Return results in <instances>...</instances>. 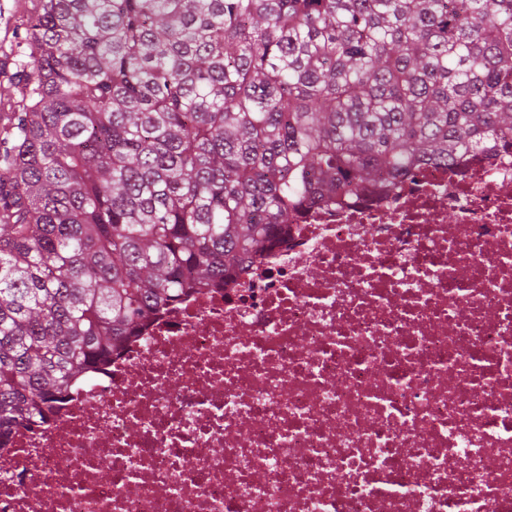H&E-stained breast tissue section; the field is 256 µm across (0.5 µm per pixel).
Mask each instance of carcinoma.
<instances>
[{"mask_svg": "<svg viewBox=\"0 0 512 512\" xmlns=\"http://www.w3.org/2000/svg\"><path fill=\"white\" fill-rule=\"evenodd\" d=\"M0 77V448L299 214L512 148V0H36Z\"/></svg>", "mask_w": 512, "mask_h": 512, "instance_id": "obj_1", "label": "carcinoma"}]
</instances>
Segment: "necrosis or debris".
I'll list each match as a JSON object with an SVG mask.
<instances>
[{
	"label": "necrosis or debris",
	"mask_w": 512,
	"mask_h": 512,
	"mask_svg": "<svg viewBox=\"0 0 512 512\" xmlns=\"http://www.w3.org/2000/svg\"><path fill=\"white\" fill-rule=\"evenodd\" d=\"M0 512H512V150L304 212L0 448Z\"/></svg>",
	"instance_id": "obj_1"
}]
</instances>
